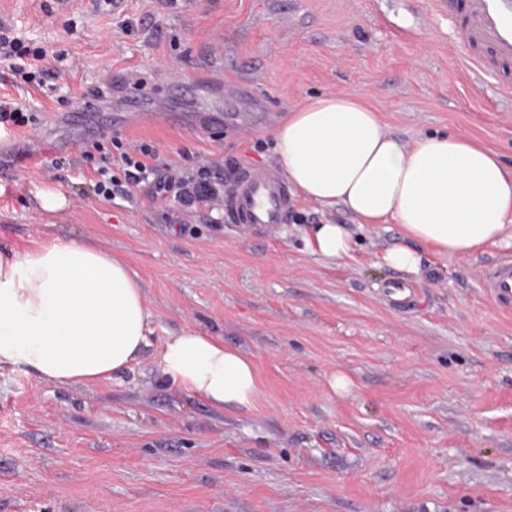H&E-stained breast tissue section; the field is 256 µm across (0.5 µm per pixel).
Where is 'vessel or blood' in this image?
I'll return each mask as SVG.
<instances>
[{
	"label": "vessel or blood",
	"instance_id": "obj_1",
	"mask_svg": "<svg viewBox=\"0 0 512 512\" xmlns=\"http://www.w3.org/2000/svg\"><path fill=\"white\" fill-rule=\"evenodd\" d=\"M453 27L454 39L465 53L456 62L459 73L472 94H481L493 85L505 111L512 112V0H434ZM214 89L224 96L225 111L195 115L194 124L232 125L249 130L262 121L260 99L240 87H225L222 79H212ZM140 112H159L171 124L188 120L172 110L157 111L152 97H134ZM235 211L232 221L252 228L271 229L285 222L291 198L280 175L272 169L247 170L233 187ZM482 286L488 296L501 304H512V261L504 260L485 273Z\"/></svg>",
	"mask_w": 512,
	"mask_h": 512
}]
</instances>
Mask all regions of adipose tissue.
Wrapping results in <instances>:
<instances>
[{
    "label": "adipose tissue",
    "instance_id": "1",
    "mask_svg": "<svg viewBox=\"0 0 512 512\" xmlns=\"http://www.w3.org/2000/svg\"><path fill=\"white\" fill-rule=\"evenodd\" d=\"M273 136L306 199L343 203L366 224H398L405 242L384 254L387 267L419 274L412 242L468 255L500 243L512 225V171L465 137L401 142L366 102L343 93L289 111ZM152 318L135 273L98 247L58 238L0 253V365L62 384L108 379L147 346ZM158 360L172 385L212 406L255 402L254 362L223 339L188 327L165 339Z\"/></svg>",
    "mask_w": 512,
    "mask_h": 512
}]
</instances>
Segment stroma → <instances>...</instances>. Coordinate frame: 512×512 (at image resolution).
Listing matches in <instances>:
<instances>
[{
  "mask_svg": "<svg viewBox=\"0 0 512 512\" xmlns=\"http://www.w3.org/2000/svg\"><path fill=\"white\" fill-rule=\"evenodd\" d=\"M0 28L67 54L46 61L40 88L0 61V99L33 117L0 125V252L49 236L100 247L137 274L153 314L148 346L112 379L59 384L0 366V512H512V304L481 286L512 260L511 237L461 257L419 245L415 277L380 262L403 241L395 222L363 224L296 190L293 219L246 231L226 221L231 196L188 209L150 194L169 164L278 168L274 124L114 118L121 77L148 92L196 77L191 108L209 112L219 74L281 121L313 97L350 94L402 140L460 135L512 168V112L457 81L447 16L430 0H0ZM61 66L69 77H55ZM105 80L111 94L87 102ZM89 105L98 127L85 135ZM114 137L156 155L128 197L107 199L95 185L119 169ZM48 197L61 207L44 209ZM324 222L348 230L347 256L309 252L305 236ZM187 326L253 359L252 409L169 384L156 354ZM335 375L347 390L331 389Z\"/></svg>",
  "mask_w": 512,
  "mask_h": 512,
  "instance_id": "stroma-1",
  "label": "stroma"
}]
</instances>
